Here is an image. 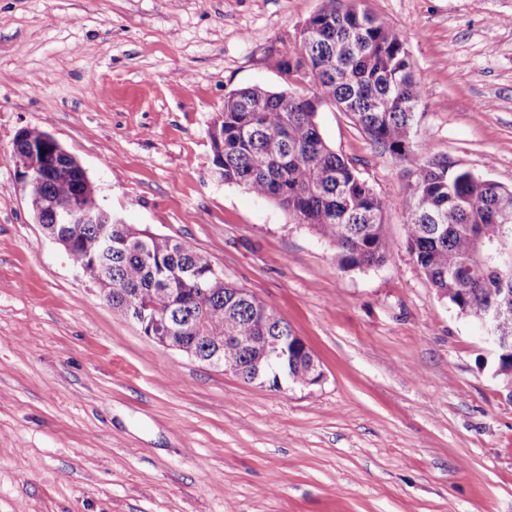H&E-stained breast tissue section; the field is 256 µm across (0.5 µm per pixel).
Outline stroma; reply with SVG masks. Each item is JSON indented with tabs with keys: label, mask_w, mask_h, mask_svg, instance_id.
<instances>
[{
	"label": "stroma",
	"mask_w": 512,
	"mask_h": 512,
	"mask_svg": "<svg viewBox=\"0 0 512 512\" xmlns=\"http://www.w3.org/2000/svg\"><path fill=\"white\" fill-rule=\"evenodd\" d=\"M404 36L420 151L331 105L320 133L391 204L387 260L343 268L213 173L232 91L321 0H0V512H512V401L484 329L406 245L414 164L512 188V0H365ZM50 133L101 205L187 240L288 323L322 372L273 391L165 348L35 223L13 145Z\"/></svg>",
	"instance_id": "1"
}]
</instances>
